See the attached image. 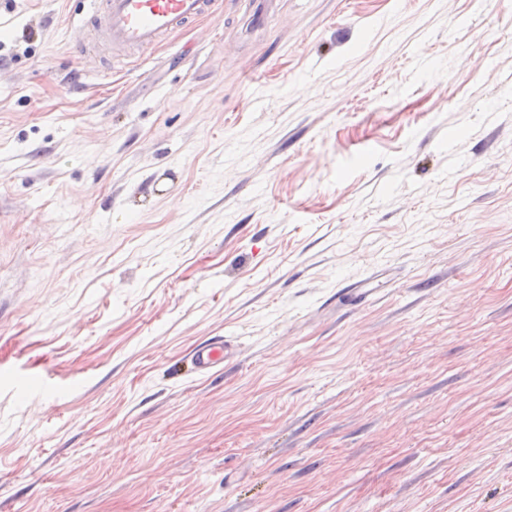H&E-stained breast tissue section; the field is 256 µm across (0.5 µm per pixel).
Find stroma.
I'll return each instance as SVG.
<instances>
[{
	"instance_id": "1",
	"label": "stroma",
	"mask_w": 512,
	"mask_h": 512,
	"mask_svg": "<svg viewBox=\"0 0 512 512\" xmlns=\"http://www.w3.org/2000/svg\"><path fill=\"white\" fill-rule=\"evenodd\" d=\"M78 5L0 6V512H512V0ZM215 0H83L92 27L90 41H75L82 57L100 46L140 50L213 14ZM232 357L231 348L223 340H213L195 351L192 363L197 371L207 372L214 367L224 365Z\"/></svg>"
}]
</instances>
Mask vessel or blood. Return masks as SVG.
<instances>
[{
  "label": "vessel or blood",
  "mask_w": 512,
  "mask_h": 512,
  "mask_svg": "<svg viewBox=\"0 0 512 512\" xmlns=\"http://www.w3.org/2000/svg\"><path fill=\"white\" fill-rule=\"evenodd\" d=\"M215 0H83L92 27L87 42H75L73 51L85 55L99 47L140 50L160 43L171 33L213 14ZM233 356L221 340L199 347L192 358L197 371L223 365Z\"/></svg>",
  "instance_id": "b4317fda"
}]
</instances>
